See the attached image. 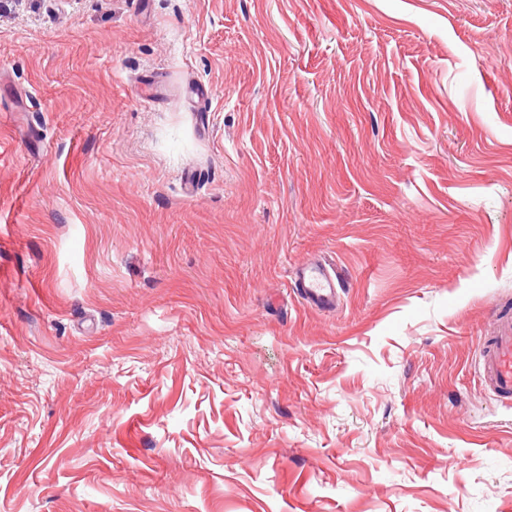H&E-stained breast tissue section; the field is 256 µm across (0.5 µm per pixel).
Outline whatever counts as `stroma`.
Masks as SVG:
<instances>
[{
    "mask_svg": "<svg viewBox=\"0 0 512 512\" xmlns=\"http://www.w3.org/2000/svg\"><path fill=\"white\" fill-rule=\"evenodd\" d=\"M498 309L512 0H0V512H512ZM296 282L301 288L303 299L316 308H331L339 299L336 279L320 262H311L297 268ZM480 370L493 391L512 396V317L496 316L492 336H487L479 350Z\"/></svg>",
    "mask_w": 512,
    "mask_h": 512,
    "instance_id": "35a3bbf8",
    "label": "stroma"
}]
</instances>
